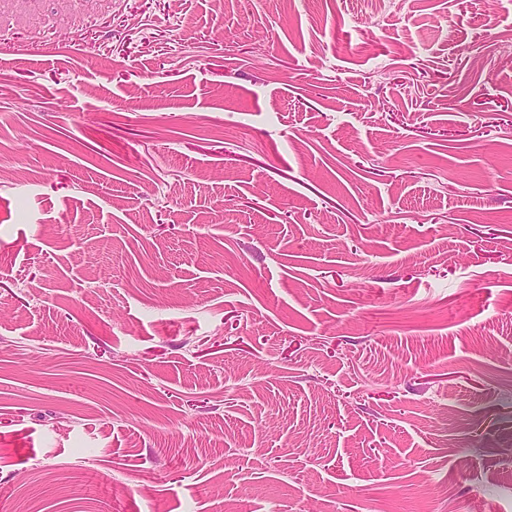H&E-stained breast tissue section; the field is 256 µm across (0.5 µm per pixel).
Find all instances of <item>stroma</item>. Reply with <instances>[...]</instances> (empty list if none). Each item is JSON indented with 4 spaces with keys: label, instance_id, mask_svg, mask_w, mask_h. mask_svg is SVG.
<instances>
[{
    "label": "stroma",
    "instance_id": "35a3bbf8",
    "mask_svg": "<svg viewBox=\"0 0 512 512\" xmlns=\"http://www.w3.org/2000/svg\"><path fill=\"white\" fill-rule=\"evenodd\" d=\"M0 512H512V0H0Z\"/></svg>",
    "mask_w": 512,
    "mask_h": 512
}]
</instances>
